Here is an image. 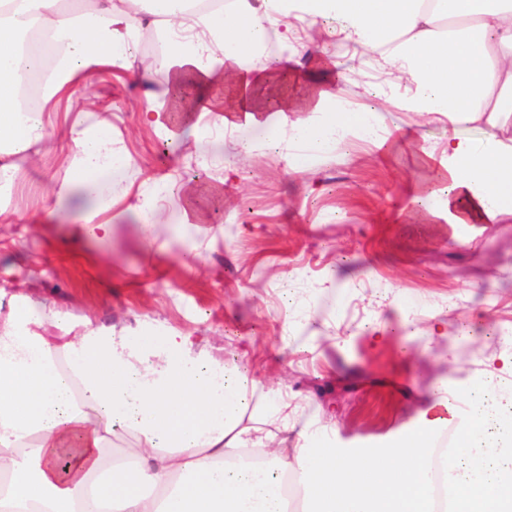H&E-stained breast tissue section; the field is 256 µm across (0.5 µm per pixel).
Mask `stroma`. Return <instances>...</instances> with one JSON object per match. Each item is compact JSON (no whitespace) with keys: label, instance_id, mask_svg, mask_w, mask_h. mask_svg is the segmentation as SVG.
Masks as SVG:
<instances>
[{"label":"stroma","instance_id":"stroma-1","mask_svg":"<svg viewBox=\"0 0 512 512\" xmlns=\"http://www.w3.org/2000/svg\"><path fill=\"white\" fill-rule=\"evenodd\" d=\"M164 50L147 27L131 73L98 72L79 90L112 106L102 118L129 157L107 177L113 191L169 176L189 186L155 210V247L143 243L131 195L115 207L107 250L67 234L69 210L48 197L52 182L71 176L63 101L48 151L20 165L11 203L19 223L0 226L1 297L24 294L67 309L78 328L183 332L228 364L247 354L254 376L314 401L335 420V443L344 448H372L406 430L436 379L462 389L512 347L503 334L512 328V215L466 226L449 223L444 210L401 219L419 189L445 176L447 124L386 107L378 141L336 150L305 174L265 145L263 128L244 126L227 131L205 162L183 91L164 105L180 141L159 137L141 114L147 84L138 75ZM334 82L306 48L258 98L274 109L284 96L305 104L314 88ZM273 118L288 125L299 115L275 109ZM243 139L262 147L239 155ZM191 248L201 259L188 266L180 255ZM312 304L318 312L308 321ZM440 309L448 332L421 347ZM288 313L302 320L290 335L282 327Z\"/></svg>","mask_w":512,"mask_h":512}]
</instances>
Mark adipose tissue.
<instances>
[{"label": "adipose tissue", "mask_w": 512, "mask_h": 512, "mask_svg": "<svg viewBox=\"0 0 512 512\" xmlns=\"http://www.w3.org/2000/svg\"><path fill=\"white\" fill-rule=\"evenodd\" d=\"M166 51L150 75L146 121L171 140L158 96L184 81L196 89L197 144L239 122L265 125L269 141L302 145L290 165L340 142L377 140L374 111L317 89L292 126L265 123L256 88L314 46L346 83L404 112L479 123L485 141L448 135V183L415 195L405 220L456 207L461 223L512 214V144L497 136L512 119V0H0V153L36 158L48 107L74 98L93 72H125L148 22ZM38 30L52 55L22 53ZM280 52L255 68L268 37ZM44 75L37 108L16 111L21 72ZM233 78L236 102L217 108L212 86ZM77 108L66 129L72 178L52 196L84 204L75 239L112 237V191L101 177L127 163L105 122ZM57 335H47V328ZM410 432L362 454L330 442L334 424L305 401L226 369L191 337L161 342L85 326L68 312L29 301L0 313V512H512V350L464 389L430 387ZM465 402L453 447L436 449Z\"/></svg>", "instance_id": "adipose-tissue-1"}]
</instances>
